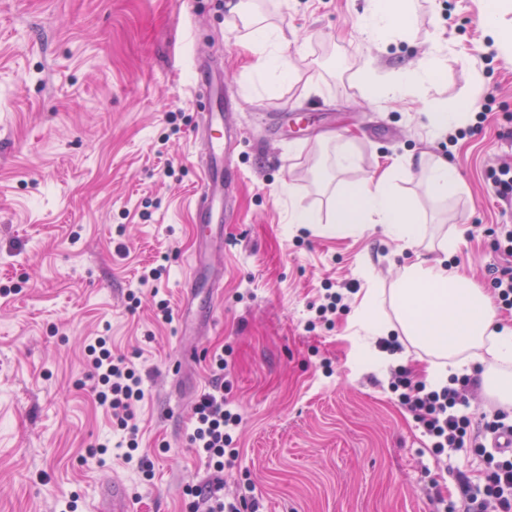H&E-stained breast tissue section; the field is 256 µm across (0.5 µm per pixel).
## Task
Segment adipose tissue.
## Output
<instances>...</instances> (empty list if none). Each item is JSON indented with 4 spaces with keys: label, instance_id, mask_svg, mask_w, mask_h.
I'll list each match as a JSON object with an SVG mask.
<instances>
[{
    "label": "adipose tissue",
    "instance_id": "adipose-tissue-1",
    "mask_svg": "<svg viewBox=\"0 0 512 512\" xmlns=\"http://www.w3.org/2000/svg\"><path fill=\"white\" fill-rule=\"evenodd\" d=\"M410 0H370L362 18L368 39L382 42L402 35L407 28ZM228 14L236 16L247 31L256 73L276 79L286 76L290 64L282 54L287 41L283 26L265 23L251 7V0H225ZM445 66L436 55L421 60L415 69L386 78L364 73L362 79L374 101H387L410 95L420 85L433 82ZM347 232L365 224L384 225L388 233L404 245H415L421 233L415 209L400 196L389 173L356 181L340 182L327 198V216L308 210L294 213L297 224L319 221ZM457 238L443 241L442 258L422 260L406 266L391 292L395 322L378 316L381 292L368 289L356 321L370 335L392 332L404 336L412 345L438 357L440 363L430 374L434 384L448 373L461 371L458 354L486 345L494 358L512 361V324L498 320L490 298L477 286L460 277L448 266L445 256L453 252Z\"/></svg>",
    "mask_w": 512,
    "mask_h": 512
}]
</instances>
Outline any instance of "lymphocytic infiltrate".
<instances>
[{"mask_svg":"<svg viewBox=\"0 0 512 512\" xmlns=\"http://www.w3.org/2000/svg\"><path fill=\"white\" fill-rule=\"evenodd\" d=\"M495 252L507 257V265L495 268L492 284L499 305L512 310V225H500L493 232ZM90 376L95 382L96 399L106 407L124 433L128 448L126 462L146 469L144 459L135 458L139 446L135 407L145 397L143 378L127 356L113 353L106 337H98L85 350ZM224 357H214L213 388L204 393L194 407L195 426L189 442L208 461L209 477L188 486L184 512H241L246 497L224 498V466L235 458L234 435L241 423L224 398ZM476 378L450 377L448 383L431 387L413 380L405 366H397L391 390L411 414L414 422L430 440V452L437 465H447L465 447L476 448L486 459L482 483L468 478L459 480L458 500L446 504V512H512V453L487 446L488 437L512 432V412L496 410L484 417L481 427H474L466 412L467 393Z\"/></svg>","mask_w":512,"mask_h":512,"instance_id":"obj_1","label":"lymphocytic infiltrate"}]
</instances>
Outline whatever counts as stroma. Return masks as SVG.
<instances>
[{
  "label": "stroma",
  "instance_id": "35a3bbf8",
  "mask_svg": "<svg viewBox=\"0 0 512 512\" xmlns=\"http://www.w3.org/2000/svg\"><path fill=\"white\" fill-rule=\"evenodd\" d=\"M486 0H411L405 38L373 43L360 31L368 0H257L287 26L281 80L253 72L242 23L224 0H0V512H110L99 486L113 476L133 512H182L187 485L208 465L187 436L191 416L167 412L171 392L212 388L210 359L223 350L224 396L240 414L238 456L224 494L249 492L259 512H437L436 487L457 498L429 441L389 389L408 363L425 379L434 362L405 345L374 362L375 337L355 323L369 287L387 291L399 271L434 257L459 236L449 262L491 289L500 256L491 231L505 205L488 173L512 162V59L489 56L480 26ZM447 66L411 96L374 102L366 69L413 68L426 54ZM214 59L244 129L228 162L224 251L212 263L218 289L187 300L185 262L200 247L194 202L202 175L197 60ZM472 103L481 129L457 142L430 138L425 114ZM351 148L347 181L394 168L416 207L418 245L368 224L336 234L293 224L303 207L326 213L321 185L335 176V145ZM444 156L464 184L435 201L422 159ZM163 266L136 310L127 292L145 266ZM358 285L333 328L308 322L324 288ZM166 299L175 316L157 322ZM211 322L181 327L186 305ZM112 339L144 377L136 415L138 455L126 463L112 419L85 365L96 337ZM196 348L182 373L180 349ZM107 451L90 455L91 446Z\"/></svg>",
  "mask_w": 512,
  "mask_h": 512
}]
</instances>
